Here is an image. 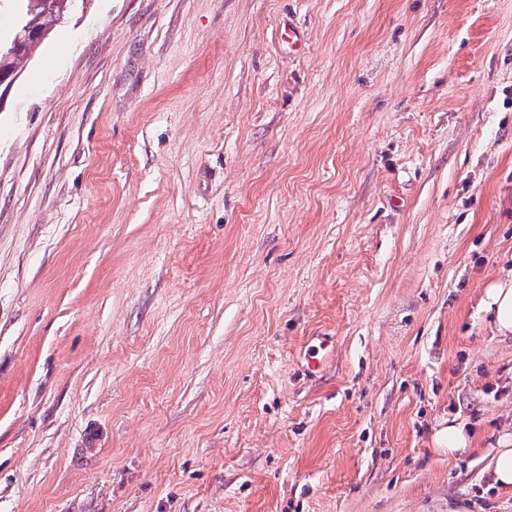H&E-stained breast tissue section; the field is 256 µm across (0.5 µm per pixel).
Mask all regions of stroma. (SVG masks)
I'll return each instance as SVG.
<instances>
[{
	"instance_id": "1",
	"label": "stroma",
	"mask_w": 512,
	"mask_h": 512,
	"mask_svg": "<svg viewBox=\"0 0 512 512\" xmlns=\"http://www.w3.org/2000/svg\"><path fill=\"white\" fill-rule=\"evenodd\" d=\"M510 265L512 0H90L0 110V512H512ZM480 306L500 336L512 335V268L486 288ZM435 442L440 448H447L452 457L467 454L473 445L470 427L455 417L448 418V425L436 431ZM493 483L512 493V448H499L493 461Z\"/></svg>"
}]
</instances>
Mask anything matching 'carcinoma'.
<instances>
[{
    "label": "carcinoma",
    "mask_w": 512,
    "mask_h": 512,
    "mask_svg": "<svg viewBox=\"0 0 512 512\" xmlns=\"http://www.w3.org/2000/svg\"><path fill=\"white\" fill-rule=\"evenodd\" d=\"M88 0H0V15L9 18L7 27H0V62L5 61L21 73L24 59L36 52L41 41H33L19 48L15 47L16 39L27 28L51 34L55 26L68 19L78 10L84 9Z\"/></svg>",
    "instance_id": "cac0c4a2"
}]
</instances>
